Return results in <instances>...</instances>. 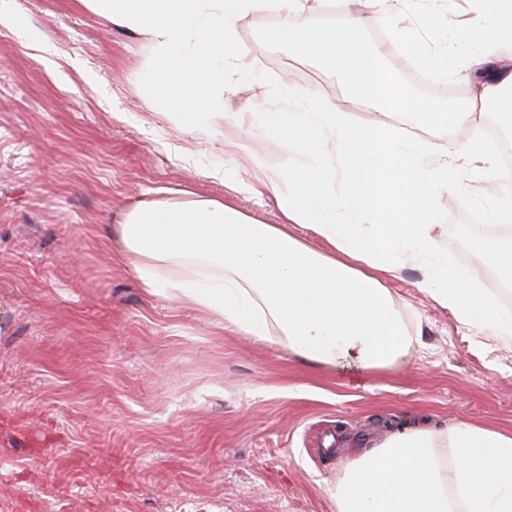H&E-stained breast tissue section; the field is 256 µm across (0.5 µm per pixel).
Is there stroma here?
Segmentation results:
<instances>
[{"instance_id":"stroma-1","label":"stroma","mask_w":512,"mask_h":512,"mask_svg":"<svg viewBox=\"0 0 512 512\" xmlns=\"http://www.w3.org/2000/svg\"><path fill=\"white\" fill-rule=\"evenodd\" d=\"M0 24V512H334L329 489L373 442L421 425L465 421L512 435V339L464 326L403 269L385 284L415 338L410 361L359 374L310 364L287 347L212 324L147 294L112 231L136 201L185 190L266 224L265 199L231 190L250 178L229 147L264 85L275 111L295 82L350 113L456 150L469 130L379 112L349 94L342 68L277 34L276 10L241 18L247 69L224 92V118L188 131L148 106L144 38L77 0H10ZM450 34L424 27L437 51L478 55L473 0H435ZM362 40L425 103L476 91L464 73L427 64L377 37ZM502 159L459 164L437 229L465 269L482 250L468 231Z\"/></svg>"}]
</instances>
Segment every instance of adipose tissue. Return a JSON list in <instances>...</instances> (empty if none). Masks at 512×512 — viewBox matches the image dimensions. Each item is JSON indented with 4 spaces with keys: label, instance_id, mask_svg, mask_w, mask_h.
Segmentation results:
<instances>
[{
    "label": "adipose tissue",
    "instance_id": "adipose-tissue-1",
    "mask_svg": "<svg viewBox=\"0 0 512 512\" xmlns=\"http://www.w3.org/2000/svg\"><path fill=\"white\" fill-rule=\"evenodd\" d=\"M306 0H78L112 24L144 36L151 49L152 105L178 113L197 128L219 116L230 77L245 67L237 36L241 16L278 6L280 33L296 48L345 67L357 98L429 125L471 129L468 151L493 157L498 145L478 132L476 108L424 104L366 50V19L352 14L342 28L323 31ZM487 26L496 37L474 66L483 68L478 96L512 113V72L495 64L512 46V0H486ZM404 6L387 10L394 44L430 56L434 73L454 65L430 53ZM288 108L264 123L284 136L276 161L245 147L253 170L245 191L268 199L285 225L262 224L224 202L175 194L145 199L127 211L115 232L143 288L187 304L224 328L288 345L303 360L356 371L384 369L413 345L397 302L380 280L413 266L417 288L458 320L486 336L512 338V310L497 305L484 272L489 256L503 258V283H512V248L487 238L486 254L463 271L450 267L435 230L442 202L458 185L446 146L380 124L363 125L309 89L288 83ZM306 227L325 241L317 250L288 233ZM335 512H512V436L466 422L451 429L390 433L347 462L330 492Z\"/></svg>",
    "mask_w": 512,
    "mask_h": 512
}]
</instances>
